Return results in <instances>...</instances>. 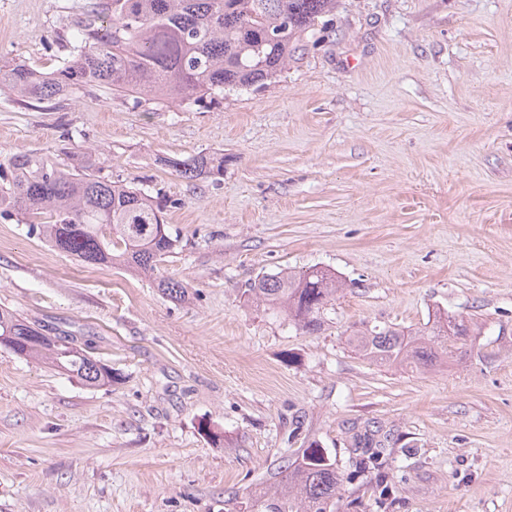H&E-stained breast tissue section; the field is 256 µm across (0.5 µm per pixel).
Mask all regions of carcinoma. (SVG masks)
<instances>
[{"instance_id": "cac0c4a2", "label": "carcinoma", "mask_w": 512, "mask_h": 512, "mask_svg": "<svg viewBox=\"0 0 512 512\" xmlns=\"http://www.w3.org/2000/svg\"><path fill=\"white\" fill-rule=\"evenodd\" d=\"M337 0H101L75 31L67 58L57 70L40 72L23 61L0 66V88L27 106L50 103L80 87H104L136 103L214 102L226 91L275 78L298 49L302 34L336 10ZM185 178L221 173L224 157L199 155L167 160ZM99 158L83 153L78 168L60 167L50 154L30 151L0 163V214L31 218L30 230L54 249L87 266L110 265L152 276L175 253L178 237L167 229L154 198L96 175ZM172 301L188 294L182 281L158 278ZM344 288L322 268L264 274L246 289L256 306L282 313L297 329L321 328L326 306ZM34 324L0 309L3 347L15 355L46 360L92 388L112 385V367L70 340L56 345L35 340ZM473 321L439 317L432 330L405 332L390 325L365 326L349 337L354 351L381 365L428 367L442 337L468 336ZM395 444L379 426L355 434L365 448L356 473L379 472L381 449ZM343 475L320 448H307L285 469L282 488L264 494L263 512H335Z\"/></svg>"}]
</instances>
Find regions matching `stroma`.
<instances>
[{
	"label": "stroma",
	"mask_w": 512,
	"mask_h": 512,
	"mask_svg": "<svg viewBox=\"0 0 512 512\" xmlns=\"http://www.w3.org/2000/svg\"><path fill=\"white\" fill-rule=\"evenodd\" d=\"M94 0H0V64L58 68ZM91 148L159 198L181 241L154 280L87 267L0 216V308L88 344L111 385L0 346V512H249L316 445L354 470L393 433V493L344 482L336 512H512V0H339L274 79L209 108L104 88L51 109L0 90V162ZM220 155L178 176L166 161ZM327 268L320 330L248 303L250 282ZM471 317L428 368L352 351L361 325ZM168 166L174 168L185 178H197L211 174H219L224 170L223 156L199 155L191 160H167ZM354 448H391L395 444L390 433L384 432L380 426L367 424L364 430L354 436Z\"/></svg>",
	"instance_id": "1"
}]
</instances>
